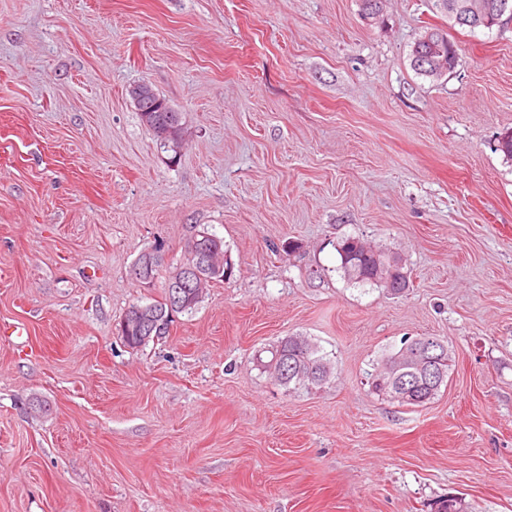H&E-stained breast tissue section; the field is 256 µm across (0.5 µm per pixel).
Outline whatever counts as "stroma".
<instances>
[{
    "mask_svg": "<svg viewBox=\"0 0 512 512\" xmlns=\"http://www.w3.org/2000/svg\"><path fill=\"white\" fill-rule=\"evenodd\" d=\"M448 29L459 64L410 50ZM181 114L160 148L129 95ZM512 22L427 0H0V512H512ZM234 273L141 350L129 269L198 231ZM411 286L349 283L335 245ZM333 368L264 371L286 336ZM447 341L423 407L372 394L407 337ZM340 257V269L348 281L358 285H373L385 288L392 295L403 293L410 288V275L403 265L391 267L390 249H376L360 237L345 236L336 242ZM390 280V285L385 280ZM319 346L305 336H287L278 340L269 353L271 358L264 365L276 382L290 390L312 389L326 383L332 368ZM293 364V367H289Z\"/></svg>",
    "mask_w": 512,
    "mask_h": 512,
    "instance_id": "obj_1",
    "label": "stroma"
}]
</instances>
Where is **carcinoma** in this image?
<instances>
[{
	"instance_id": "1",
	"label": "carcinoma",
	"mask_w": 512,
	"mask_h": 512,
	"mask_svg": "<svg viewBox=\"0 0 512 512\" xmlns=\"http://www.w3.org/2000/svg\"><path fill=\"white\" fill-rule=\"evenodd\" d=\"M469 0H428L430 10L440 14L448 21L455 22L456 13L462 11ZM442 30L428 27L414 42L411 55L422 51L426 54L441 56L449 64V70L458 65L456 45L451 41L439 42ZM165 112H151L141 118L143 124L152 131L155 139H160V132L165 127ZM197 238L206 239L211 244L210 256L214 263L222 265L224 270L207 275L203 284L188 283L183 289L182 305L169 307V288L162 284L163 296L159 300L145 304L152 312L153 320L142 323L132 318L131 310H126L119 323L118 336L125 346L138 350L150 342L169 334L172 317L178 313H191L200 303L204 289L213 281H224L232 276L233 270L223 260L224 241L213 233L201 231ZM336 252L340 257V269L348 281L358 285H373L384 288L392 295L403 293L410 287V275L406 265L391 266L393 252L389 249H376L361 238L345 236L336 242ZM271 358L265 367L272 373L276 382L290 390L311 389L326 383L332 375V368L324 356L319 354V346L305 336H287L274 344L269 350ZM400 351L393 350L386 354L374 372L369 374L368 385L372 393L385 396L401 406L423 407L431 402L440 388H430L420 365L411 360L397 362ZM400 371L416 382L417 400L414 402L397 399L398 391L394 388L395 365Z\"/></svg>"
}]
</instances>
